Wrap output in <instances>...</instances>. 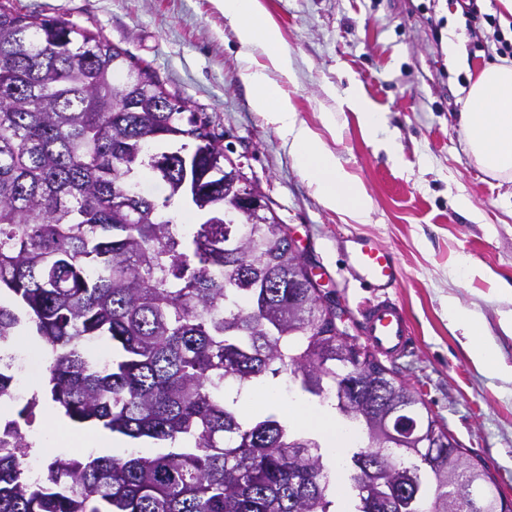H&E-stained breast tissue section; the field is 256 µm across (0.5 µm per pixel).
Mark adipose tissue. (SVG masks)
<instances>
[{
    "label": "adipose tissue",
    "mask_w": 512,
    "mask_h": 512,
    "mask_svg": "<svg viewBox=\"0 0 512 512\" xmlns=\"http://www.w3.org/2000/svg\"><path fill=\"white\" fill-rule=\"evenodd\" d=\"M226 18L236 25L243 47L259 46L267 66H245L242 77L252 90V107L268 115L288 137L300 171L312 180L325 207L346 211L358 223H367L370 199L360 183L342 168L308 128L298 124L287 98L269 79L270 72L288 76L291 57L277 28L269 23L259 0H217ZM466 110L460 115L467 151L487 173L512 177V66L483 67L466 91Z\"/></svg>",
    "instance_id": "obj_1"
}]
</instances>
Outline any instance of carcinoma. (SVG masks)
<instances>
[{"mask_svg":"<svg viewBox=\"0 0 512 512\" xmlns=\"http://www.w3.org/2000/svg\"><path fill=\"white\" fill-rule=\"evenodd\" d=\"M125 64L64 14L0 2V343L31 323L67 418L166 451L55 457L34 479L18 428L35 395L0 423V512H336L318 442L274 414L246 424L227 399L283 372L363 432L355 512H512L397 371L336 333L288 225L226 217L250 180L209 117ZM145 172L163 202L140 191ZM175 203L201 222L180 231ZM103 336L119 355L98 367L86 345ZM402 412L412 435L393 428Z\"/></svg>","mask_w":512,"mask_h":512,"instance_id":"obj_1","label":"carcinoma"}]
</instances>
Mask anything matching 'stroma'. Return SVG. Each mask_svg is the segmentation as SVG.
Returning <instances> with one entry per match:
<instances>
[{
    "mask_svg": "<svg viewBox=\"0 0 512 512\" xmlns=\"http://www.w3.org/2000/svg\"><path fill=\"white\" fill-rule=\"evenodd\" d=\"M293 60L290 77L271 73L310 128L361 183L371 199L360 224L327 209L299 170L289 145L265 113L251 105L244 62L232 23L216 0H10L19 12L66 14L101 33L136 61H147L168 91L190 110L209 115L234 162L257 180L275 214L313 260L318 278L350 315L360 334L370 296L349 284L337 245L351 234L388 247L404 276L392 294L405 310L415 347L395 367L456 441L484 459L512 499V335L499 325L512 311V181L487 175L467 153L459 114L470 76L498 61L494 30L467 27L456 0H260ZM459 46L449 56V43ZM370 101L381 124L365 134L344 101L348 89ZM468 207H460V199ZM476 275L463 277L459 258ZM456 299L478 322V339L494 345L508 374L481 368L448 326ZM318 405L300 391L269 407L239 401L243 422L261 410L278 414L292 432L309 435L296 404ZM55 404L40 403L33 435L55 432L39 458L72 456L63 430L80 433Z\"/></svg>",
    "mask_w": 512,
    "mask_h": 512,
    "instance_id": "35a3bbf8",
    "label": "stroma"
}]
</instances>
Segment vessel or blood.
<instances>
[{
  "label": "vessel or blood",
  "mask_w": 512,
  "mask_h": 512,
  "mask_svg": "<svg viewBox=\"0 0 512 512\" xmlns=\"http://www.w3.org/2000/svg\"><path fill=\"white\" fill-rule=\"evenodd\" d=\"M349 279L370 289L374 303L364 310L361 332L366 344L387 359L406 356L412 348L408 318L390 296L402 279L401 267L390 249L373 238L354 234L341 246Z\"/></svg>",
  "instance_id": "b4317fda"
}]
</instances>
